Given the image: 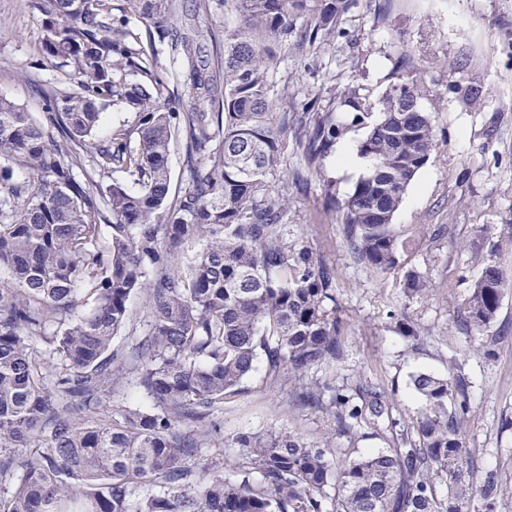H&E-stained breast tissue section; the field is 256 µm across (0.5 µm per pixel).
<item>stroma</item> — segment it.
I'll return each mask as SVG.
<instances>
[{"instance_id": "obj_1", "label": "stroma", "mask_w": 512, "mask_h": 512, "mask_svg": "<svg viewBox=\"0 0 512 512\" xmlns=\"http://www.w3.org/2000/svg\"><path fill=\"white\" fill-rule=\"evenodd\" d=\"M34 3L0 0V98L38 116L39 86L59 82L61 71L42 51V16ZM239 20L220 0L196 18L210 63H219L224 30ZM339 27L344 35L332 44L281 61L274 75L278 97L309 92L325 103L349 85L375 105L404 57L424 89L419 104L433 117L436 139L393 218L398 228L418 231L404 267L394 272L377 274L355 261L325 210L321 181L312 180L303 194L288 191L297 224L316 229L314 247L338 272L337 315L345 327L340 374L352 385L391 389L392 416L405 427L420 407L411 375L463 378L471 407L466 445L475 451L478 474L497 473L508 488L499 512H512V287L503 294L491 345L461 318L490 242L512 224V0H354ZM474 81L483 90L477 102L466 94ZM409 271L432 278L433 293L406 298L400 283ZM394 311L423 331V345L396 330ZM289 394L285 385L269 389L265 366L257 364L241 392L224 402V437L292 431L311 442L332 439L346 459L384 448L370 429L349 438L323 413L289 411Z\"/></svg>"}]
</instances>
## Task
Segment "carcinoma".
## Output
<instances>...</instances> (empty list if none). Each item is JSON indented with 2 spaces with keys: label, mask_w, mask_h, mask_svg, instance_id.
Wrapping results in <instances>:
<instances>
[{
  "label": "carcinoma",
  "mask_w": 512,
  "mask_h": 512,
  "mask_svg": "<svg viewBox=\"0 0 512 512\" xmlns=\"http://www.w3.org/2000/svg\"><path fill=\"white\" fill-rule=\"evenodd\" d=\"M233 2L240 22L224 28L216 75L199 30L173 26L177 0L36 3L44 54L72 71L68 83L43 90L42 122L0 100V485L23 471L0 512H497L502 485L492 474L474 477L465 446L462 378L411 377L421 408L410 431L392 421L387 388L337 382L345 344L336 267L294 232L288 194L271 182L307 190L348 129L368 127L358 148L368 173L342 202L325 181L326 211L365 268L401 267L409 245L393 216L434 149L407 62L376 112L351 89L342 114L315 96L299 112L280 110L271 71L290 51L334 41L352 0ZM130 16L181 58L191 111L161 105ZM131 72L147 81L128 83ZM116 101L137 112L135 128L116 127L91 145ZM290 133L305 161L292 174L282 168ZM177 141L189 181L175 197L168 161ZM84 151L92 169H119L132 185L115 181L104 198L77 181ZM19 167L33 178H15ZM498 251L492 243L463 311L482 334L512 286ZM87 283L93 306L84 312ZM434 288L418 272L402 284L409 298ZM138 293L149 330L116 345ZM261 358L270 387L288 380L289 409L321 411L340 434L365 426L389 447L334 466L328 439L251 433L224 442L213 416ZM131 379L153 405L115 424L112 398ZM215 446L239 449L234 477L205 462L202 449Z\"/></svg>",
  "instance_id": "1"
}]
</instances>
